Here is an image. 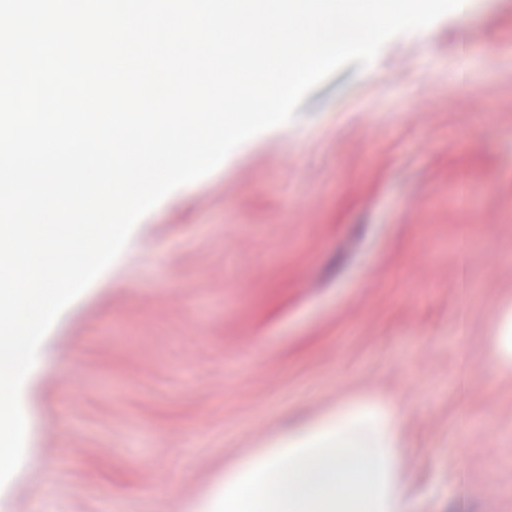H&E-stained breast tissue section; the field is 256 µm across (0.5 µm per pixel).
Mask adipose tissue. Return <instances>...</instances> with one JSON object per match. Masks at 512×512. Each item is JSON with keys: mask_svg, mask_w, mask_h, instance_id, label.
<instances>
[{"mask_svg": "<svg viewBox=\"0 0 512 512\" xmlns=\"http://www.w3.org/2000/svg\"><path fill=\"white\" fill-rule=\"evenodd\" d=\"M397 419L361 405L289 423L224 479L225 512H412L394 495Z\"/></svg>", "mask_w": 512, "mask_h": 512, "instance_id": "ef3b65f1", "label": "adipose tissue"}]
</instances>
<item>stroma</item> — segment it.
<instances>
[{"label": "stroma", "instance_id": "35a3bbf8", "mask_svg": "<svg viewBox=\"0 0 512 512\" xmlns=\"http://www.w3.org/2000/svg\"><path fill=\"white\" fill-rule=\"evenodd\" d=\"M379 56L135 225L44 342L0 512H201L290 420L360 402L398 414L417 512L461 457L468 512H512V0Z\"/></svg>", "mask_w": 512, "mask_h": 512}]
</instances>
